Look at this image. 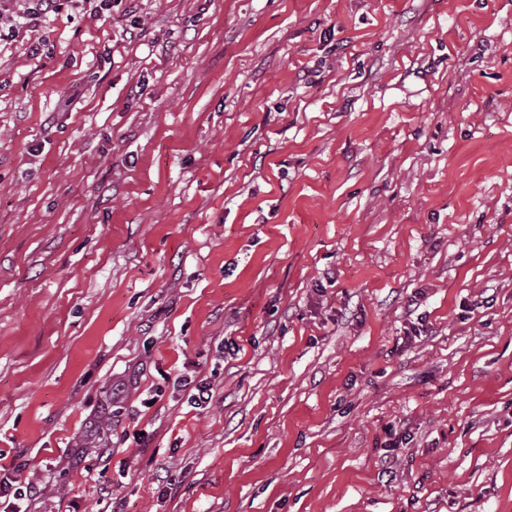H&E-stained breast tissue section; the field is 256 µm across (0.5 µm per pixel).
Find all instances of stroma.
<instances>
[{"mask_svg": "<svg viewBox=\"0 0 512 512\" xmlns=\"http://www.w3.org/2000/svg\"><path fill=\"white\" fill-rule=\"evenodd\" d=\"M0 467L25 512H512V0L18 20Z\"/></svg>", "mask_w": 512, "mask_h": 512, "instance_id": "35a3bbf8", "label": "stroma"}]
</instances>
